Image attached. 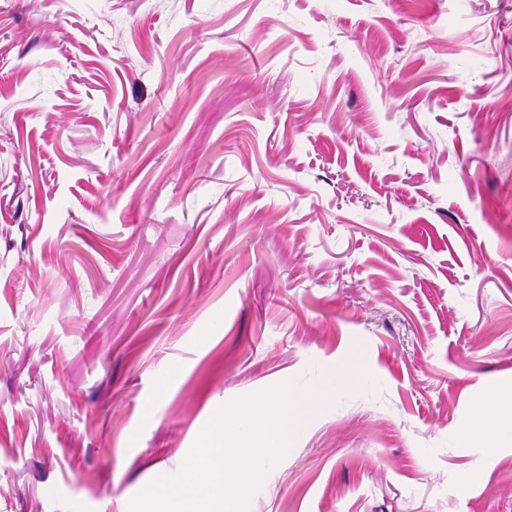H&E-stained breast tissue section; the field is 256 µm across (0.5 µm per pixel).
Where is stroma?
I'll list each match as a JSON object with an SVG mask.
<instances>
[{"mask_svg": "<svg viewBox=\"0 0 512 512\" xmlns=\"http://www.w3.org/2000/svg\"><path fill=\"white\" fill-rule=\"evenodd\" d=\"M356 356L251 512H512V0H0V512ZM461 439H488L496 444L512 445V419L507 423H501L485 415H478L461 433Z\"/></svg>", "mask_w": 512, "mask_h": 512, "instance_id": "35a3bbf8", "label": "stroma"}]
</instances>
